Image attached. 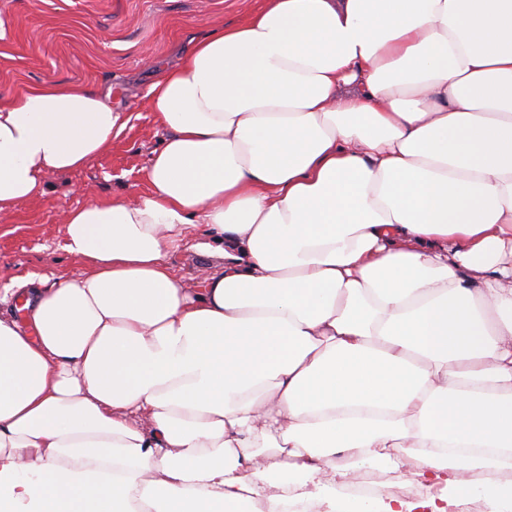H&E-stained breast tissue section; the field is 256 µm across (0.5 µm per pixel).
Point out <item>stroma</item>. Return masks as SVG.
<instances>
[{
	"label": "stroma",
	"mask_w": 512,
	"mask_h": 512,
	"mask_svg": "<svg viewBox=\"0 0 512 512\" xmlns=\"http://www.w3.org/2000/svg\"><path fill=\"white\" fill-rule=\"evenodd\" d=\"M262 0H0V103L48 82L110 93L126 128L81 169L48 176L43 196L0 214V267L55 279L82 264L63 249L64 209L135 199L165 129L150 112L148 86L195 40L247 20Z\"/></svg>",
	"instance_id": "stroma-1"
}]
</instances>
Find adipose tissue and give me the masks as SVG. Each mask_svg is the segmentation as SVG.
<instances>
[{
  "label": "adipose tissue",
  "instance_id": "adipose-tissue-1",
  "mask_svg": "<svg viewBox=\"0 0 512 512\" xmlns=\"http://www.w3.org/2000/svg\"><path fill=\"white\" fill-rule=\"evenodd\" d=\"M150 191L0 292V512H512V0H264L148 88ZM127 124L0 105V213ZM205 231L188 288L167 257ZM386 466L434 495H343Z\"/></svg>",
  "mask_w": 512,
  "mask_h": 512
}]
</instances>
